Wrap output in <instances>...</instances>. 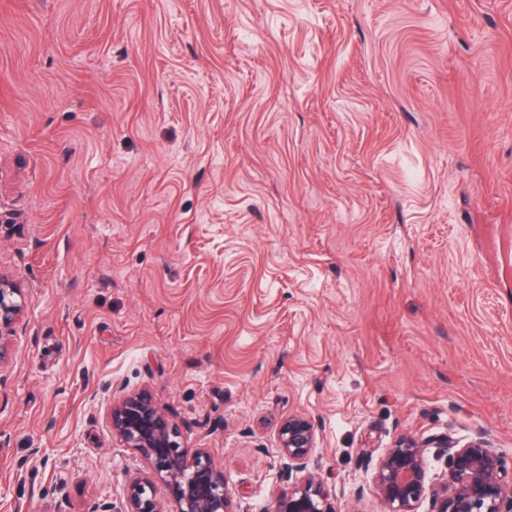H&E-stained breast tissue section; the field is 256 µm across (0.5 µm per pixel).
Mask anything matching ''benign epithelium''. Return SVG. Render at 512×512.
I'll use <instances>...</instances> for the list:
<instances>
[{"label":"benign epithelium","mask_w":512,"mask_h":512,"mask_svg":"<svg viewBox=\"0 0 512 512\" xmlns=\"http://www.w3.org/2000/svg\"><path fill=\"white\" fill-rule=\"evenodd\" d=\"M23 288L12 277L0 275V364L6 359L1 339L16 333L24 311ZM112 434L140 459L124 489L120 512H167L157 497L164 484L176 512H236L226 491L224 471L209 456L192 455L180 446L179 431L169 415L142 389L112 403ZM280 479L286 483L275 498L273 512H340L307 464L316 450V430L310 419L290 415L278 430ZM450 448L448 482L430 487L425 456L429 444L402 437L376 462L372 479L384 512H418L424 497L431 512H512V473L482 437L463 445L450 439L432 440Z\"/></svg>","instance_id":"1"}]
</instances>
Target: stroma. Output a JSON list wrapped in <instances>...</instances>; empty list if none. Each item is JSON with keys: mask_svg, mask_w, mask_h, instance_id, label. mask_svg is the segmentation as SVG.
<instances>
[{"mask_svg": "<svg viewBox=\"0 0 512 512\" xmlns=\"http://www.w3.org/2000/svg\"><path fill=\"white\" fill-rule=\"evenodd\" d=\"M0 512L122 507L146 388L238 512L404 435L512 469V0H0ZM23 288L12 277L0 275V367L6 359L3 336H14L24 311ZM280 479L286 483L275 498L273 512H340L319 479L307 470L316 450V430L310 419L290 415L278 430Z\"/></svg>", "mask_w": 512, "mask_h": 512, "instance_id": "stroma-1", "label": "stroma"}]
</instances>
